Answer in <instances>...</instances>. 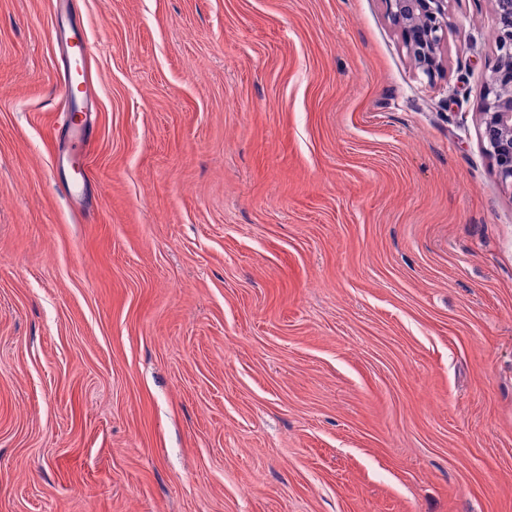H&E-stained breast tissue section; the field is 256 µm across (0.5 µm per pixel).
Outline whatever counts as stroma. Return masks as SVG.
I'll use <instances>...</instances> for the list:
<instances>
[{"label": "stroma", "instance_id": "1", "mask_svg": "<svg viewBox=\"0 0 512 512\" xmlns=\"http://www.w3.org/2000/svg\"><path fill=\"white\" fill-rule=\"evenodd\" d=\"M0 0V512H512L491 0ZM416 67L433 79L442 73L447 40V0H385ZM51 35L53 41L64 53L66 63V76L62 89V97L65 100L66 112H68L69 145L65 152L58 157V164L69 172L70 181L66 182L65 194L73 198L78 192L84 180L85 157L82 146L85 137L88 112H91L92 103L87 96L79 98L73 91L72 71L74 68V52L79 51L80 56L86 55V35L78 29L69 17V11L59 8L51 22ZM83 47V48H82ZM80 113L82 118L77 116Z\"/></svg>", "mask_w": 512, "mask_h": 512}]
</instances>
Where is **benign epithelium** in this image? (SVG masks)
<instances>
[{"instance_id":"benign-epithelium-1","label":"benign epithelium","mask_w":512,"mask_h":512,"mask_svg":"<svg viewBox=\"0 0 512 512\" xmlns=\"http://www.w3.org/2000/svg\"><path fill=\"white\" fill-rule=\"evenodd\" d=\"M416 67L433 79L442 73L448 0H385ZM497 55L488 66L479 112L482 137L500 181L512 187V0H493Z\"/></svg>"}]
</instances>
